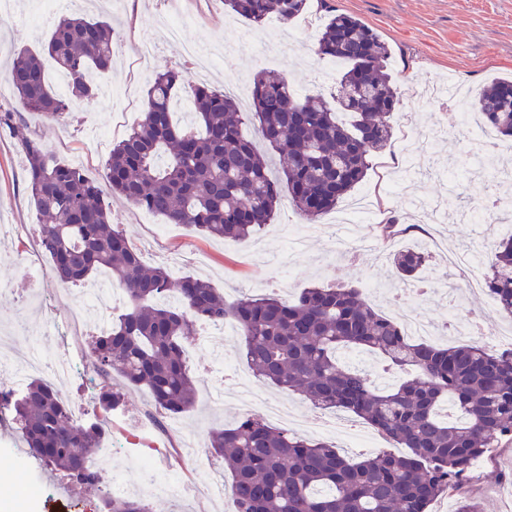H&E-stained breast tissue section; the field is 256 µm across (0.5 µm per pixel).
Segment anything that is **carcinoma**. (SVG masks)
Returning a JSON list of instances; mask_svg holds the SVG:
<instances>
[{
  "label": "carcinoma",
  "mask_w": 512,
  "mask_h": 512,
  "mask_svg": "<svg viewBox=\"0 0 512 512\" xmlns=\"http://www.w3.org/2000/svg\"><path fill=\"white\" fill-rule=\"evenodd\" d=\"M224 2L254 23L275 16L285 24L304 14L307 4ZM114 45L109 21L74 11L59 17L42 49L15 52L8 82L27 110L63 120L77 102L96 97L88 75L111 67ZM318 53L345 64L334 104L319 93L301 97L285 77L260 71L248 89L254 107L248 114L235 98L192 84L178 71L156 74L140 122L107 159L112 193L205 237L246 242L273 220L281 203L257 136L278 156L288 201L299 214L314 222L334 209L390 143L399 97L387 44L355 16L330 17ZM47 57L68 76L66 92L48 85ZM181 90L190 94V125L173 119L171 103ZM473 109L485 125L512 137V80L485 87ZM13 135L38 215L39 246L56 279L75 285L106 268L126 296L125 312L89 350L104 413L124 399L106 385L114 374L130 388L147 387L152 405L167 417L192 411L197 380L186 360L187 337L198 323L230 322L258 381L301 393L319 409L350 412L410 449L349 460L333 445L246 414L233 426L211 429L206 441L209 452L231 467L235 512H430L475 458L512 445V348H442L410 340L351 286L314 285L293 301L275 295L228 300L199 278L174 282L165 267L141 262L82 169L18 128ZM390 261L393 273L408 281L428 255L404 247ZM490 270L485 288L512 320V236L497 244ZM345 350L378 354L403 377L379 388L368 374L341 363ZM2 405L31 456L72 484L96 488L104 512H150L140 499L104 491L86 469L89 454L109 436L106 423L74 421L68 404L40 378L18 394L0 389Z\"/></svg>",
  "instance_id": "cac0c4a2"
}]
</instances>
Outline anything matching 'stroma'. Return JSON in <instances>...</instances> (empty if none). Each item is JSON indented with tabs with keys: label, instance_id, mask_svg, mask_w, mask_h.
<instances>
[{
	"label": "stroma",
	"instance_id": "35a3bbf8",
	"mask_svg": "<svg viewBox=\"0 0 512 512\" xmlns=\"http://www.w3.org/2000/svg\"><path fill=\"white\" fill-rule=\"evenodd\" d=\"M36 0H19L10 18L0 19V111H12L23 132L40 138L55 155L83 169L101 189H108L106 161L114 142L121 140L140 120L146 104L149 80L159 72L180 69L192 72L186 45L219 57L217 68L200 75L211 88L223 90L225 78L251 79L255 72L273 70L292 82L299 95L330 94L333 84L321 83L324 63L318 55L320 25L330 13L353 15L374 28L388 44V68L397 88L399 104L391 117L394 138L390 149L376 155L353 199L371 194L376 206L375 224H358L351 232L338 234L335 213L315 222L305 243L288 250L283 229L302 223L303 218L283 203L271 224L248 243L211 239L191 232L180 224L166 226L165 236H157L160 215L125 202L111 199L113 223L122 226L143 260L154 264L165 258H178L169 270L173 280L194 275L207 278L227 299L240 295L274 294L294 300L315 284L336 282L364 288L375 282L380 293L371 304L387 316L401 309L402 284L392 274L389 260L377 251L356 249L357 240L375 237L376 224L390 217L412 222L406 197L388 193L385 183H408L410 195L442 202L448 198V183L439 175L454 162L463 142L462 125L454 102L441 101L424 109L412 100V85H432L448 76H459L467 96H475L486 85L499 79L512 80V0H308L306 12L283 25L277 41L264 44L263 28L234 13L223 0H140L137 12H130V0H111L105 7L90 4L89 15L111 21L115 29L116 55L108 71L94 75L98 95L85 102L75 119L63 124L24 111L6 80L7 66L14 50L39 48L51 28L33 27L28 16ZM465 193L456 206L445 209L441 221L427 227L422 238H409V245H420L430 255L429 265L417 278L425 292L418 306L435 323V345H455L445 323L448 305L454 297L441 289L433 275L444 272L450 285L459 281L456 272L447 271L443 262L448 248H466L472 242L500 238V224L512 222L501 215L499 223H473L463 213L473 204L497 198L506 187L493 175L461 179ZM38 222L23 179V166L16 140L0 134V283H12L0 290V334L14 337L17 349L32 346L43 331L48 316L63 315L64 287L50 273V260L37 245ZM401 239L387 241L389 250L401 246ZM39 274H29V266ZM244 365L242 349L235 337L212 336L201 347L193 367L199 375L198 406L173 419L168 437L158 447L135 443L118 449L112 460L128 477H135L141 462H148L158 484L192 483L194 495L150 496L151 512H234L230 498L204 496L203 488L216 481L231 479L223 461L182 470L173 448L193 435H207L218 423L234 425L249 397L234 379L222 376L225 362ZM113 385L125 393V404L110 416L113 429L133 431L140 414L150 406L146 389L126 387L121 378ZM260 401L254 412L265 416L264 400L284 403L301 423L327 420L320 440L335 445L350 459L364 456L361 448L350 447L347 433L360 428L376 450L391 449L363 420L343 410L317 409L303 395L258 385ZM16 433L0 435V473L14 475L15 493L22 494L41 483L52 487L33 512H98L100 501L94 490L75 486L53 476L32 461L17 459L13 446ZM469 492L481 512H512V447L500 448L491 461L475 475Z\"/></svg>",
	"mask_w": 512,
	"mask_h": 512
}]
</instances>
